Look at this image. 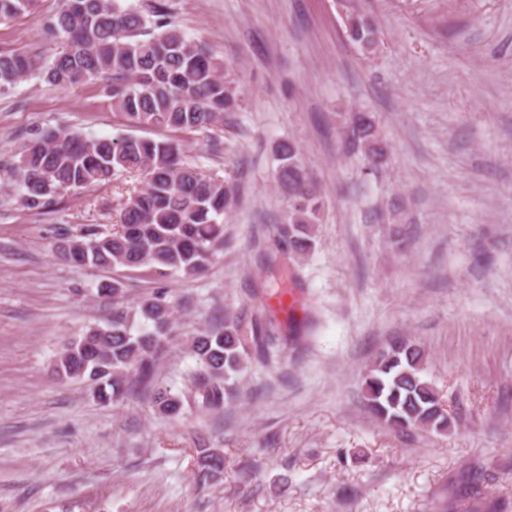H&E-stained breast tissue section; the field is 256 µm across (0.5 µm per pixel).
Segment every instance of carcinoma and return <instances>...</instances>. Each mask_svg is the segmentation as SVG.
Instances as JSON below:
<instances>
[{
  "instance_id": "1",
  "label": "carcinoma",
  "mask_w": 512,
  "mask_h": 512,
  "mask_svg": "<svg viewBox=\"0 0 512 512\" xmlns=\"http://www.w3.org/2000/svg\"><path fill=\"white\" fill-rule=\"evenodd\" d=\"M36 0H0V19L32 10ZM47 32L63 49L46 59L40 55L0 53V94L13 91L33 75L67 88L80 82L104 81L103 91L114 113L128 128L171 133H207L238 108L229 66L177 28L168 0H149L141 12L124 0H62L45 21ZM351 41L374 50L376 31L363 14L345 15ZM348 145L381 161L386 152L374 117L360 112L350 118ZM277 184L288 196V218L267 228L268 237L253 241L270 267L305 259L314 248L316 225L324 202L291 142L276 146ZM135 174L142 187L120 200V223L109 231L88 225L58 239L56 255L75 266L139 271L160 282L176 272L198 273L216 249L226 244L224 214L238 188L227 179L204 174L186 160L173 139L135 135L89 138L68 130L35 135L25 145L18 167L20 199L27 208L46 210L63 193L88 190ZM174 308L159 288L142 299L136 312L112 310V320L89 329L63 346L53 365L60 380L86 379L101 402L117 400L135 389H153L158 412L167 417L195 406L221 407L234 395L229 380L245 362L268 359L273 336L283 322L262 308L249 322L232 313L224 326L191 337L189 349L197 368L179 392L153 387L156 362L166 353ZM424 350L409 340L382 349L364 379L366 407L388 427L445 432L448 413L425 379ZM200 479L224 472V456L214 448L199 449Z\"/></svg>"
}]
</instances>
